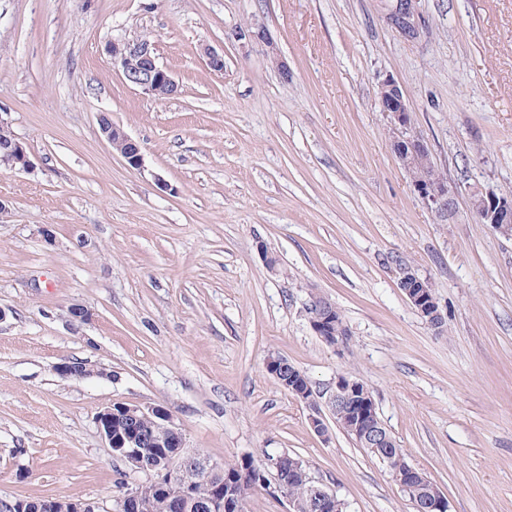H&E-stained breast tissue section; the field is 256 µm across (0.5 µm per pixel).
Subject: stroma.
<instances>
[{
	"label": "stroma",
	"instance_id": "stroma-1",
	"mask_svg": "<svg viewBox=\"0 0 512 512\" xmlns=\"http://www.w3.org/2000/svg\"><path fill=\"white\" fill-rule=\"evenodd\" d=\"M419 11L407 40L385 0H0V113L32 161L0 166V498L111 512L96 414L124 402L167 409L213 462L285 452L347 512H414L336 423L312 430L265 369L283 357L323 398L337 374L363 381L448 512H512V238L475 223L467 197L428 209L378 105L394 78L449 182L512 195V0ZM253 23L269 44L235 38ZM143 35L172 99L107 53ZM102 113L140 144L141 172ZM404 266L431 283L442 328L408 303ZM314 292L341 311L344 347L314 333ZM75 359L90 376L55 372ZM99 117V127L112 149L125 161L132 172H140L144 167V155L139 144L124 129L115 123L104 124Z\"/></svg>",
	"mask_w": 512,
	"mask_h": 512
}]
</instances>
